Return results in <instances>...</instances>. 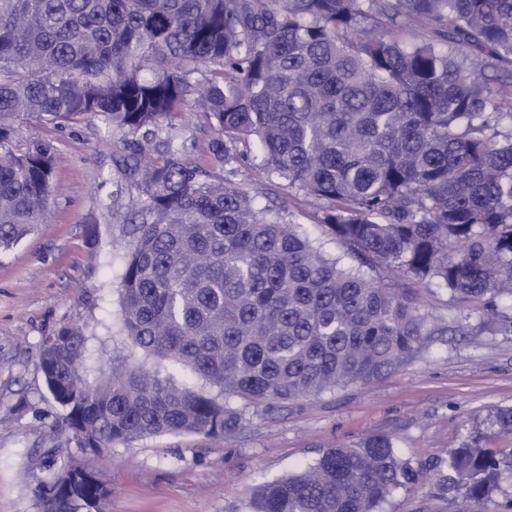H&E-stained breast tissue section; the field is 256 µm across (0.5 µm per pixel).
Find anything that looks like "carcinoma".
I'll return each instance as SVG.
<instances>
[{"label": "carcinoma", "mask_w": 512, "mask_h": 512, "mask_svg": "<svg viewBox=\"0 0 512 512\" xmlns=\"http://www.w3.org/2000/svg\"><path fill=\"white\" fill-rule=\"evenodd\" d=\"M187 104L216 133L208 167L167 143L119 158L145 196L120 275L121 330L145 363L100 367L78 326L45 339L52 436L101 453L222 438L243 420L226 394L258 409L369 384L424 335L394 276L460 304L512 296V0H0V251L44 215L55 169L50 144L16 147L4 119L102 116L137 146ZM253 148L262 181L316 203L354 264L230 183ZM491 433L512 435V406L474 421L437 472L467 512L512 475ZM48 460L38 484L53 488L67 460ZM102 480L87 471L42 512H108ZM414 481L372 433L258 484L244 512H384Z\"/></svg>", "instance_id": "1"}]
</instances>
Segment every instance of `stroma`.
<instances>
[{"instance_id":"35a3bbf8","label":"stroma","mask_w":512,"mask_h":512,"mask_svg":"<svg viewBox=\"0 0 512 512\" xmlns=\"http://www.w3.org/2000/svg\"><path fill=\"white\" fill-rule=\"evenodd\" d=\"M9 123L16 144L46 140L60 163L34 232L0 252V512H40L36 476L51 443L103 472L111 512H240L260 481L288 474L327 445L376 432L392 436L418 472L385 512H457V498L434 491L436 471L469 418L512 405V334L502 332L498 313L512 299L504 296L490 308L457 304L443 288H413L426 335L396 370L267 412L241 405V426L221 439L148 437L100 458L79 453L67 437L50 440L58 407L39 368L43 341L79 326L102 341V364L130 351L118 326L119 274L132 245L127 217L143 195L116 163L124 133L102 117L58 129L23 115ZM163 136L187 162L207 165L213 132L193 108H183ZM285 205L325 256L343 257L315 222V204L299 195Z\"/></svg>"}]
</instances>
